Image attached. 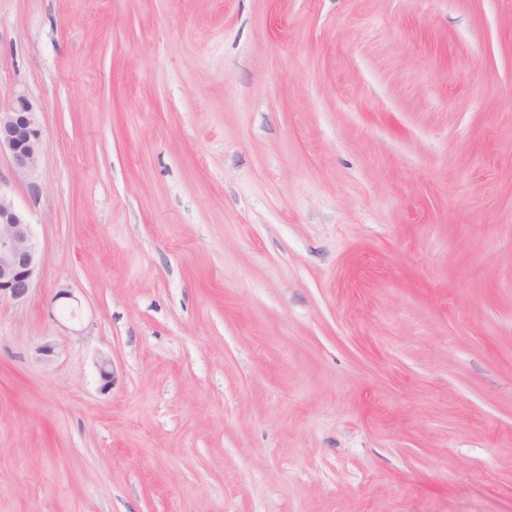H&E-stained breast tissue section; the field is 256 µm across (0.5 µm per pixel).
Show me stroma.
<instances>
[{"mask_svg":"<svg viewBox=\"0 0 512 512\" xmlns=\"http://www.w3.org/2000/svg\"><path fill=\"white\" fill-rule=\"evenodd\" d=\"M20 93L0 512H512V0H0ZM41 112L25 94L17 95L6 109L0 107V155H8L18 178H30L42 158ZM42 269L27 213L0 186V302H25Z\"/></svg>","mask_w":512,"mask_h":512,"instance_id":"35a3bbf8","label":"stroma"}]
</instances>
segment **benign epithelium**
Returning a JSON list of instances; mask_svg holds the SVG:
<instances>
[{"mask_svg": "<svg viewBox=\"0 0 512 512\" xmlns=\"http://www.w3.org/2000/svg\"><path fill=\"white\" fill-rule=\"evenodd\" d=\"M40 112L24 94L0 108V154L8 155L19 178H30L42 158ZM43 269V256L27 213L0 187V301L25 302Z\"/></svg>", "mask_w": 512, "mask_h": 512, "instance_id": "obj_1", "label": "benign epithelium"}]
</instances>
